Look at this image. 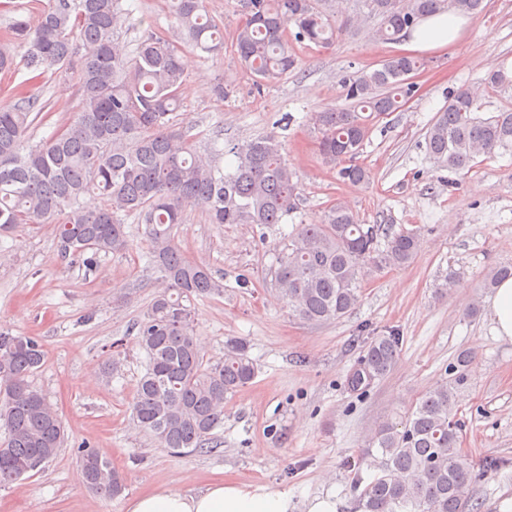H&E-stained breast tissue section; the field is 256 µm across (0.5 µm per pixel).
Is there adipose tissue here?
<instances>
[{
    "mask_svg": "<svg viewBox=\"0 0 512 512\" xmlns=\"http://www.w3.org/2000/svg\"><path fill=\"white\" fill-rule=\"evenodd\" d=\"M466 14L437 12L424 16L401 35L400 48L406 53L445 52L465 36ZM488 319L497 339L512 342V279L502 280L488 304ZM287 491L236 482H216L194 492L179 485L144 493L130 502L128 512H291Z\"/></svg>",
    "mask_w": 512,
    "mask_h": 512,
    "instance_id": "adipose-tissue-1",
    "label": "adipose tissue"
}]
</instances>
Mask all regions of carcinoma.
I'll return each instance as SVG.
<instances>
[{
  "label": "carcinoma",
  "instance_id": "1",
  "mask_svg": "<svg viewBox=\"0 0 512 512\" xmlns=\"http://www.w3.org/2000/svg\"><path fill=\"white\" fill-rule=\"evenodd\" d=\"M482 7L483 0H361L359 13L339 21L328 0H242L245 20L234 46L258 82L269 83L296 68L293 39L328 48L377 18L372 36L389 41L428 14H476ZM132 12L122 0H48L36 20L9 23V37L0 40V72L14 67L17 45L27 47L26 87L67 76L77 57L80 101L72 117L36 145L27 139L31 115L49 111L48 101L25 90L0 107V231L54 224L61 259L77 258L91 271L101 254L128 250L127 219L145 225L152 244L148 266L159 274L161 289L136 326L145 370L133 416L163 448L210 452L224 400L255 378L256 367L240 340L227 341L216 363L198 351L189 303L224 293V284L210 268L185 258L174 229L184 223L188 204L202 206L212 224H281L297 209L299 186L272 136L232 146L237 164L226 173L214 161L224 154L218 142L200 154L173 131L186 88L184 51L224 48V28L205 0H170L178 35L150 24L130 54L118 38ZM422 66L414 56L396 55L370 72L346 75L342 85L351 106L314 115L322 161L341 181H369L357 157L374 123L414 95L406 76ZM476 111L469 89L448 101L426 135L434 162L464 170L480 155L512 152V111L487 118ZM90 194L103 204L84 206ZM379 235L380 225L360 223L342 202L330 205L320 223L297 225L271 269L278 297L306 321L342 318L358 303L364 277L417 254V233L400 231L384 244ZM399 345L395 334L373 337L364 349L366 378L353 374L351 386L388 374ZM44 359L38 339L0 333V429L6 433L0 485L36 470V459L49 461L63 444L56 410L27 381ZM472 359L471 352L459 354L454 378L427 391L405 419L374 430L367 453L381 455L383 472L360 494V512H462L471 473L458 448L453 397ZM79 464L89 491L104 497L124 491L122 475L95 449L80 448Z\"/></svg>",
  "mask_w": 512,
  "mask_h": 512
}]
</instances>
